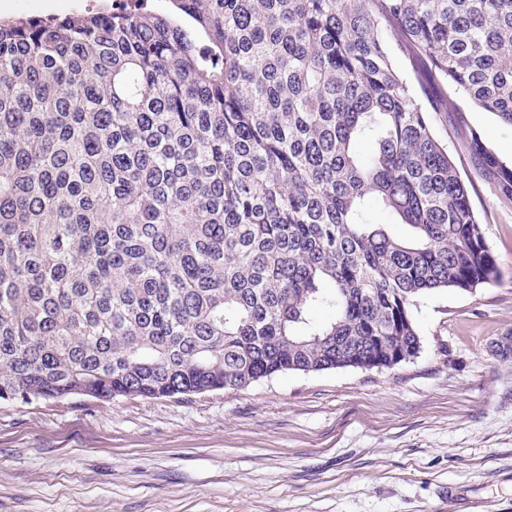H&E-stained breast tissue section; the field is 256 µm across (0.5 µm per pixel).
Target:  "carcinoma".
<instances>
[{
	"label": "carcinoma",
	"mask_w": 512,
	"mask_h": 512,
	"mask_svg": "<svg viewBox=\"0 0 512 512\" xmlns=\"http://www.w3.org/2000/svg\"><path fill=\"white\" fill-rule=\"evenodd\" d=\"M138 2L0 19V401L390 369L497 279L419 92L512 127V0Z\"/></svg>",
	"instance_id": "1"
}]
</instances>
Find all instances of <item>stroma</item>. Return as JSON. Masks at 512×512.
<instances>
[{"label":"stroma","mask_w":512,"mask_h":512,"mask_svg":"<svg viewBox=\"0 0 512 512\" xmlns=\"http://www.w3.org/2000/svg\"><path fill=\"white\" fill-rule=\"evenodd\" d=\"M470 128L512 166V127L434 117L499 275L419 299L417 358L178 398L0 401V512H512V201ZM470 143L483 169L495 182L500 194L512 200V166L503 165L483 146L481 136L475 130L470 132Z\"/></svg>","instance_id":"1"}]
</instances>
